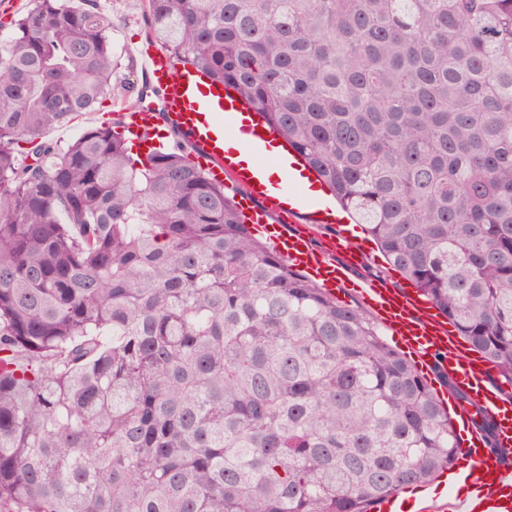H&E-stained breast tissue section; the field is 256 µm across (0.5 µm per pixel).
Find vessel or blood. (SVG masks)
<instances>
[{
  "mask_svg": "<svg viewBox=\"0 0 512 512\" xmlns=\"http://www.w3.org/2000/svg\"><path fill=\"white\" fill-rule=\"evenodd\" d=\"M145 69L160 93L162 109L157 114L126 115L135 143L145 151L155 147L156 121L177 129L210 160L214 180L228 176L248 185L250 196L241 203L246 223L256 231L268 232L275 250L295 270L330 291L347 281L355 263L348 243L337 241L329 249H316L303 235L281 229L268 231L267 212L255 204L256 199L267 197L301 199L315 223L329 222L331 214L320 201L301 197L309 168L295 156L277 150L271 131L249 121L241 103L224 101L222 89L195 81L191 71L178 67L165 52L147 51ZM242 144L254 160L252 168L241 167L235 159ZM362 295L381 323L416 356L419 371L432 376L448 374L494 418L501 445L511 448L512 400L492 383L487 363L467 355L459 338L449 333L447 317L430 314V301L412 287L368 288ZM445 406L458 426L459 456L468 464L457 474L467 492L465 512H512V465L486 451L469 416L458 411L453 401H446Z\"/></svg>",
  "mask_w": 512,
  "mask_h": 512,
  "instance_id": "obj_1",
  "label": "vessel or blood"
}]
</instances>
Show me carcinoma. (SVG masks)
Here are the masks:
<instances>
[{"mask_svg":"<svg viewBox=\"0 0 512 512\" xmlns=\"http://www.w3.org/2000/svg\"><path fill=\"white\" fill-rule=\"evenodd\" d=\"M448 316L512 397V0H138ZM99 0L0 41V512H370L456 428L378 324L184 152L57 127L112 96ZM496 454L493 420L447 377Z\"/></svg>","mask_w":512,"mask_h":512,"instance_id":"obj_1","label":"carcinoma"}]
</instances>
